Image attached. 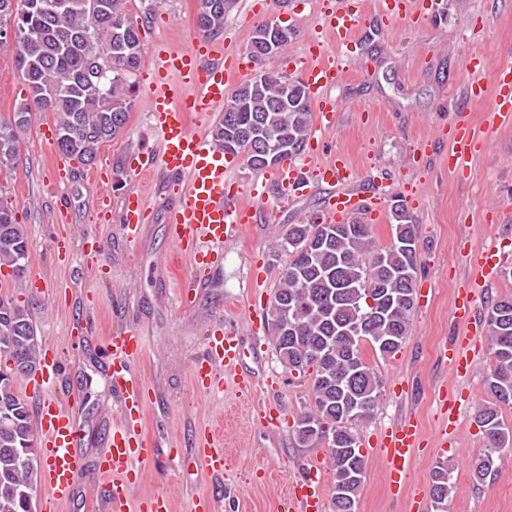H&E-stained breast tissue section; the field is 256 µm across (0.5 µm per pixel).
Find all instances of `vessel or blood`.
<instances>
[{
    "label": "vessel or blood",
    "instance_id": "b4317fda",
    "mask_svg": "<svg viewBox=\"0 0 512 512\" xmlns=\"http://www.w3.org/2000/svg\"><path fill=\"white\" fill-rule=\"evenodd\" d=\"M410 0H379V16L425 19L426 5L410 9ZM364 15L363 5L353 0H327L321 13L323 35H330L340 50L354 45ZM322 35V37H323ZM322 37L310 40L307 54L312 62L303 69L304 83L317 106L313 135H321L334 124L338 105L330 97L331 89L345 74L341 59L326 56ZM243 60L228 59L214 47L198 39L179 51L154 49L146 63L143 91L151 118V131L160 142L159 153L146 156L143 170L167 176L176 196L166 219L170 235L179 255L186 261L189 274L200 278L213 257L219 256L224 241L243 235L262 214L259 205L245 201L241 189L232 178V164L224 151L207 136L193 131V124H209L229 97L234 78L241 73ZM468 71L475 74L465 92L466 101L485 96V88L477 76L494 68L497 82L487 127L460 124L450 142L448 164L453 169L465 168L473 155L487 146L488 131L512 127V59L489 63L483 56L468 58ZM358 172L344 155L306 168L290 159L275 173L282 191L305 194L312 182L336 187L337 193L327 202L318 220L333 224L360 213L361 209L380 212L382 199L377 195H361L344 191V184L356 180ZM147 207L139 196H128L124 231L129 241H136L146 219ZM502 261L495 248L475 254V276L492 283ZM474 297L469 286L455 292L454 312L466 325L476 324ZM470 337L461 336L441 350V357L459 376L468 375L474 360L470 353ZM112 348L111 381L121 398V409L110 422L107 446L98 469L106 486L105 512H127L131 487L143 474L142 466L152 454L153 443L144 432L146 412V380L132 369L146 349V338L138 330L121 329L109 338ZM240 358L237 336L213 337L209 356L193 369V380L200 393L211 396L223 393L224 375L235 369ZM58 371L52 349H45L39 375L24 379L26 390L36 395L34 429L42 450V480L46 488L45 512H57L73 501L79 480L84 475V462L77 449L78 431L68 411L52 396L51 387ZM423 441L421 430L413 419H405L386 428L379 439V455L387 472L392 493H400L407 468L416 448ZM197 457L211 471L229 467L224 441L213 430H205L196 439ZM319 504L317 482H296L285 508L287 512H316Z\"/></svg>",
    "mask_w": 512,
    "mask_h": 512
}]
</instances>
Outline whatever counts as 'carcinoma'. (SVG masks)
I'll return each mask as SVG.
<instances>
[{
  "label": "carcinoma",
  "mask_w": 512,
  "mask_h": 512,
  "mask_svg": "<svg viewBox=\"0 0 512 512\" xmlns=\"http://www.w3.org/2000/svg\"><path fill=\"white\" fill-rule=\"evenodd\" d=\"M17 42L12 47L15 69L27 97L8 115L0 114V170L12 169L25 131L38 112L56 115L57 151L83 166L95 163L101 147L125 128L132 109L131 75L142 65L139 27L127 15L124 0H14ZM197 20L204 36L224 29V16L235 0H197ZM284 79L276 74L245 83L246 109L224 105L213 141L227 149L235 137L236 154L254 158L249 133L259 127L271 142L288 141L299 154L309 135L311 105L281 112L274 103L283 94ZM397 224L393 237L417 240L404 206L392 203ZM279 247L288 257L268 307L271 339L290 371L312 370V404L301 413L295 430L299 443L314 446L304 421L324 424L336 433L329 451L334 479L333 512H357L366 474L358 428L381 404V380L361 355L369 342L382 357L395 353L407 336L414 313L409 276L417 274L418 248H379L371 224H291ZM29 237L12 207L0 201V267L19 276L27 270ZM490 361L484 376L488 394L476 421L487 444L473 463L474 478L493 481L502 453L512 445L501 406L512 407V292L495 299L487 313ZM20 354L14 369L0 352V512H30L26 492L36 484L38 453L23 456L35 438L30 406L17 383L39 368L41 340L29 304L15 297L0 302V348ZM445 462L431 473V500L440 504L453 488Z\"/></svg>",
  "instance_id": "obj_1"
}]
</instances>
